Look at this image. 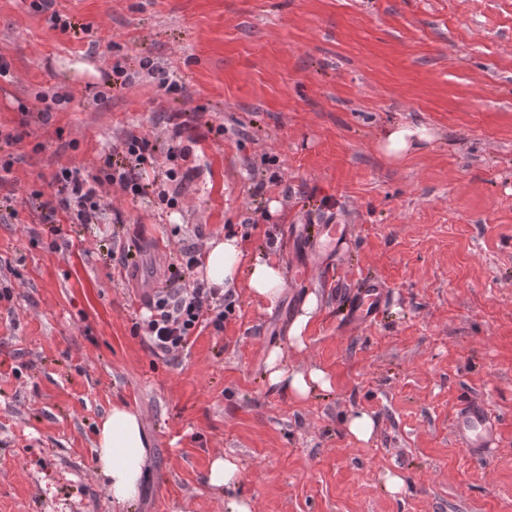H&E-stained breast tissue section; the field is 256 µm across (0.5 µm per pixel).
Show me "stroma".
<instances>
[{
  "mask_svg": "<svg viewBox=\"0 0 512 512\" xmlns=\"http://www.w3.org/2000/svg\"><path fill=\"white\" fill-rule=\"evenodd\" d=\"M54 8L68 30L31 0H0V131L16 136L0 142L13 162L0 183V512H224L207 481L218 455L239 460L232 493L252 512H512V0ZM394 121L437 138L388 161L377 136ZM132 133L149 143L157 192L107 183L90 222L43 219L61 168L99 176ZM332 217L349 253L286 280L275 307L234 288L223 329L197 330L173 357L136 331L148 311L124 257L158 261L164 289L189 288L197 271L168 274L185 246L234 233L287 267L290 237ZM363 278L389 297L351 330L344 298ZM312 296L299 351L288 332ZM277 347L329 388H267ZM468 399L498 421L483 456L453 432ZM117 404L147 445L130 505L95 471L96 427ZM358 412L374 421L366 443L346 428Z\"/></svg>",
  "mask_w": 512,
  "mask_h": 512,
  "instance_id": "35a3bbf8",
  "label": "stroma"
}]
</instances>
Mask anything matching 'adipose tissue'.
I'll return each instance as SVG.
<instances>
[{
  "label": "adipose tissue",
  "instance_id": "obj_1",
  "mask_svg": "<svg viewBox=\"0 0 512 512\" xmlns=\"http://www.w3.org/2000/svg\"><path fill=\"white\" fill-rule=\"evenodd\" d=\"M432 139L427 125L396 123L382 131L379 148L387 159L398 162L429 146ZM198 272L207 287L227 289L241 284L253 298L270 307L279 302L285 287L280 262L271 255L253 256L235 236L208 241ZM264 378L268 388L302 399L330 385L321 370L289 369L285 353L278 348L267 356ZM95 452V464L108 480L113 502L135 501L145 466V440L137 415L126 407L112 406L97 428Z\"/></svg>",
  "mask_w": 512,
  "mask_h": 512
}]
</instances>
